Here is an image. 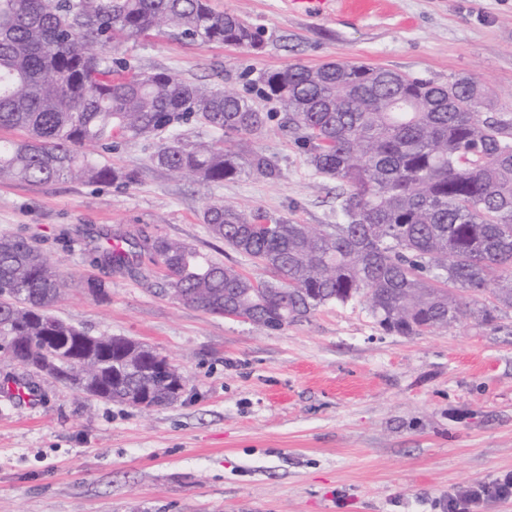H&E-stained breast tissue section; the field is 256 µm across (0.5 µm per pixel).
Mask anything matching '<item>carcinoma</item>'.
<instances>
[{
  "label": "carcinoma",
  "instance_id": "1",
  "mask_svg": "<svg viewBox=\"0 0 512 512\" xmlns=\"http://www.w3.org/2000/svg\"><path fill=\"white\" fill-rule=\"evenodd\" d=\"M257 49L260 28L210 0H0V181L128 185L137 174L85 151L159 138L152 162L203 183L243 174L276 179L277 164L237 143L277 113L247 95L135 71L104 52L148 36ZM96 45L103 48L97 53ZM316 175L341 189L336 223L297 224L214 201L210 235L269 273L252 279L193 246L141 233L115 252L91 235L93 263L148 280L201 311L264 330L362 295L378 324L400 335L512 312V114L493 111L470 75L439 84L380 67L331 62L260 76ZM195 122L219 143H185ZM492 287L493 301L478 297ZM69 288L108 296L105 281H74L30 238L0 236V354L83 394L147 406L176 402V366L147 344L93 336L54 315Z\"/></svg>",
  "mask_w": 512,
  "mask_h": 512
}]
</instances>
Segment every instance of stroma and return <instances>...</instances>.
I'll return each mask as SVG.
<instances>
[{
  "label": "stroma",
  "instance_id": "1",
  "mask_svg": "<svg viewBox=\"0 0 512 512\" xmlns=\"http://www.w3.org/2000/svg\"><path fill=\"white\" fill-rule=\"evenodd\" d=\"M263 30L262 49L149 36L118 56L256 98L259 77L301 63L363 62L437 83L460 74L512 113V0H211ZM243 151L281 176L203 184L150 162L151 143L109 154L132 184L0 182V235L37 240L73 288L56 316L92 335L152 346L187 379L173 404L144 411L88 399L0 362V512H448L449 495L512 472V313L417 336L384 331L364 298L266 331L211 315L93 264L89 232H148L263 277L210 237L205 205L222 201L300 224H332L335 181L269 122ZM26 384L21 400L7 381Z\"/></svg>",
  "mask_w": 512,
  "mask_h": 512
}]
</instances>
